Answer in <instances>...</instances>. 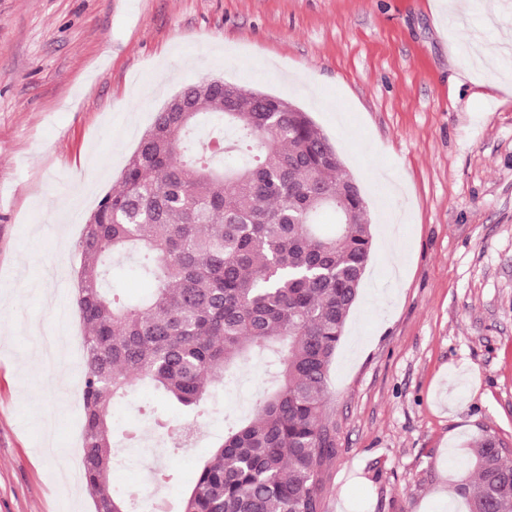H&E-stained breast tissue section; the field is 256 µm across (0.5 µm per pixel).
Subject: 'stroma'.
Instances as JSON below:
<instances>
[{"instance_id":"35a3bbf8","label":"stroma","mask_w":512,"mask_h":512,"mask_svg":"<svg viewBox=\"0 0 512 512\" xmlns=\"http://www.w3.org/2000/svg\"><path fill=\"white\" fill-rule=\"evenodd\" d=\"M512 0H0V512H91L69 390L41 386L26 328L71 304L75 245L156 112L221 79L310 113L359 183L376 244L330 375L336 457L322 512H465L468 444L512 446ZM396 192L383 200L381 183ZM394 231L408 272L380 262ZM261 387L212 394L198 444L130 453L112 479L198 459ZM138 390L116 423L154 433Z\"/></svg>"}]
</instances>
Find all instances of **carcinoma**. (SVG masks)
Masks as SVG:
<instances>
[{
  "label": "carcinoma",
  "instance_id": "cac0c4a2",
  "mask_svg": "<svg viewBox=\"0 0 512 512\" xmlns=\"http://www.w3.org/2000/svg\"><path fill=\"white\" fill-rule=\"evenodd\" d=\"M202 79L162 108L116 184L85 220L73 304L83 326L82 469L94 512H135L117 490L120 452L142 438L112 407L146 384L188 419L253 362L269 366L250 414L197 466L175 512H322L336 457L329 372L373 259L360 191L310 116L282 99ZM344 223H336V213ZM144 292L118 293L124 259ZM485 433L470 444L468 512H512V459Z\"/></svg>",
  "mask_w": 512,
  "mask_h": 512
}]
</instances>
